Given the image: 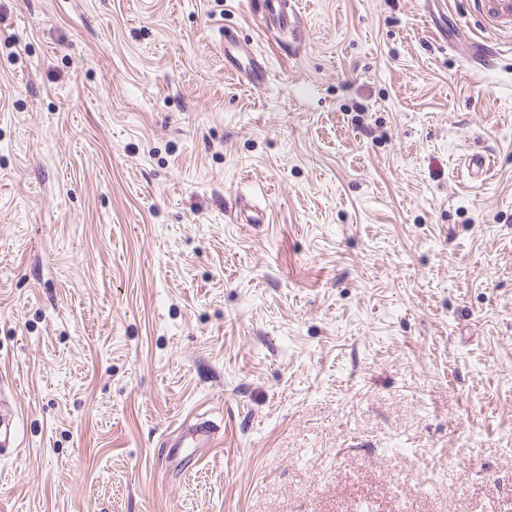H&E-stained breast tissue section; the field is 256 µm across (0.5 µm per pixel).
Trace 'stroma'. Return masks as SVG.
Here are the masks:
<instances>
[{
	"instance_id": "stroma-1",
	"label": "stroma",
	"mask_w": 512,
	"mask_h": 512,
	"mask_svg": "<svg viewBox=\"0 0 512 512\" xmlns=\"http://www.w3.org/2000/svg\"><path fill=\"white\" fill-rule=\"evenodd\" d=\"M292 3L0 0V512H512V26ZM287 0H268V10L263 16V26L272 29H285L291 22V16L286 9ZM246 57L247 66L243 67L242 58ZM224 61L231 62L232 66L239 73L244 72L246 81L255 88H261L266 81V67L263 62L252 56V51L243 46L237 39L236 34L225 29L224 31ZM233 62L241 65L242 70L236 67ZM19 412L17 408L0 407V456H6L15 451L17 444V423ZM184 431L183 433L190 436L193 440V443L189 446L184 445L185 439L179 437L171 442L167 443L168 448H175L174 454L191 456L194 452L186 454V450L183 448H210L215 442L218 433L220 432V427H218L214 421L204 418V417H194L193 420L184 422Z\"/></svg>"
}]
</instances>
